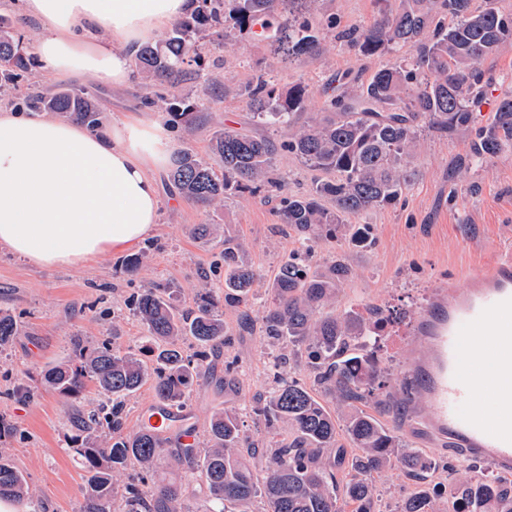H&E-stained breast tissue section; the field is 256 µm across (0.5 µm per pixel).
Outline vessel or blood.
Here are the masks:
<instances>
[{"instance_id":"obj_1","label":"vessel or blood","mask_w":512,"mask_h":512,"mask_svg":"<svg viewBox=\"0 0 512 512\" xmlns=\"http://www.w3.org/2000/svg\"><path fill=\"white\" fill-rule=\"evenodd\" d=\"M487 331L485 363L470 362L474 335ZM413 333L426 342V358L404 377L424 391L427 428L464 447L469 456L512 471V260L499 258L472 274L463 290H448L417 317ZM495 396L493 413L479 412L482 394ZM469 405L461 413L460 405ZM142 429L176 436L193 447L197 427L190 416L160 403L140 415Z\"/></svg>"}]
</instances>
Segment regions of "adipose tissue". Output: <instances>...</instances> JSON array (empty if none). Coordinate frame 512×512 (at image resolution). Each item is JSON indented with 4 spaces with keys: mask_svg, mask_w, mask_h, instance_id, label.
Returning <instances> with one entry per match:
<instances>
[{
    "mask_svg": "<svg viewBox=\"0 0 512 512\" xmlns=\"http://www.w3.org/2000/svg\"><path fill=\"white\" fill-rule=\"evenodd\" d=\"M43 30L36 54L61 76L135 77L140 46L172 25L186 0H21ZM174 144L162 118L125 116L97 131L0 105V248L34 267H83L149 237L158 177Z\"/></svg>",
    "mask_w": 512,
    "mask_h": 512,
    "instance_id": "obj_1",
    "label": "adipose tissue"
}]
</instances>
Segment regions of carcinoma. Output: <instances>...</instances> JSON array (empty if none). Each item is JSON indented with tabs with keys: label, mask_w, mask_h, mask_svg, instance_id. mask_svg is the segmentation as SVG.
<instances>
[{
	"label": "carcinoma",
	"mask_w": 512,
	"mask_h": 512,
	"mask_svg": "<svg viewBox=\"0 0 512 512\" xmlns=\"http://www.w3.org/2000/svg\"><path fill=\"white\" fill-rule=\"evenodd\" d=\"M186 13L165 37L142 46L134 57L141 86L170 89L162 109L169 124L185 136L217 123L213 104L222 79L203 67L200 40L219 43L230 34L261 43L276 55L314 57L325 36L336 32V18L319 13L320 0H188ZM453 23H448V18ZM366 57L384 54L394 61L378 68L364 83L346 74L336 78L341 91L322 93L318 109L299 121L311 97L302 82L281 86L267 72L239 90L253 122L282 129L276 139L221 129L201 156L188 149L175 153L169 184L196 205L210 209L229 195L278 191V223L295 233L305 253L323 239L347 238L367 248L372 238L366 224L354 226L372 210L397 204L413 180L409 159L422 131L469 138L470 165H480L512 146V97L498 103L493 121L475 124L472 104L484 94L483 60L512 39V15L496 0H399L361 30L343 33ZM415 48L413 61L402 56ZM34 54L13 18L0 13V98L94 131L101 124L102 105L86 89L62 88L46 93L35 85L21 88L18 79L35 67ZM199 83L191 97L181 86ZM289 153L319 173L305 194L287 192L288 172L276 168L275 157ZM241 242L224 238V296L204 291L194 305L181 309L170 289L152 285L133 297L145 330L138 352H121L104 343L89 348L73 342L75 363L61 362L44 373L48 389L63 399L78 397L93 384L112 398V406L77 420L70 438L86 471L83 512H185L187 489L175 470L200 469L205 512H253L256 499L266 512H379L370 480L376 471L398 462L412 475L431 465L421 453L394 436L363 405L378 406L388 397L408 402L406 385H386L372 346L390 322L384 313L365 317L349 310L336 313V293L350 269L332 259L311 265L298 258L284 261L269 284L271 302L262 316L264 336L304 347L317 385L341 402L333 413L312 390L298 381L279 382L260 398L256 413L266 425L286 427L288 436L273 448L243 433L241 413L226 407L212 416L204 447L184 454L166 448L157 435L121 433L123 399L151 382L157 400L175 405L189 392L210 354L226 344L227 329L216 315L219 304L249 305L260 274L241 259ZM22 324L0 312V348L21 335ZM192 341L193 352L179 347ZM106 425L110 440L98 444L96 428ZM344 431L351 447L339 444ZM265 459L257 475L251 460ZM133 468L121 504L114 499V474ZM345 472L343 483L337 471ZM28 484L0 449V496L25 499ZM451 500V512H512V483L499 478H473L448 484L444 490L424 483L408 494L399 512H434L439 497Z\"/></svg>",
	"instance_id": "carcinoma-1"
}]
</instances>
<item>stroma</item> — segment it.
Masks as SVG:
<instances>
[{
    "mask_svg": "<svg viewBox=\"0 0 512 512\" xmlns=\"http://www.w3.org/2000/svg\"><path fill=\"white\" fill-rule=\"evenodd\" d=\"M379 0H321V13L336 18L337 31L363 28L377 16ZM225 94L215 110L221 125L247 132L248 110L238 97L240 86L255 74L274 71L281 84L296 81L320 96L336 75L351 73L369 81L387 63V56L366 58L347 42L327 37L323 52L279 64L266 46L231 37L218 55ZM486 82L474 104L477 124L491 123L498 100L512 96V41L506 42L481 64ZM34 81L47 89L84 88L100 100L103 120L129 114L160 115L156 105L138 98L135 86L114 88L82 76L58 77L36 69ZM470 142L463 136L446 137L424 131L410 161L414 179L398 204L373 210L364 221L371 226L373 243L360 250L339 239L321 242L313 254L316 263L341 258L351 273L336 296L337 310L365 314L374 308L393 311L398 320L390 339L383 341L378 359L392 382H399L408 364L425 355L427 346L413 336L417 316L435 299L438 289L466 287L468 276L494 256L512 255V148L479 166L458 167ZM163 206L153 235L138 249L148 261L136 277L124 275L122 255H110L84 268L42 270L8 251L0 250V309L19 317L23 331L11 345L0 349V420L11 433L0 437L13 464L25 475L29 499L18 502V512H82L84 469L66 445L73 435L71 420L77 412L96 407L101 397L88 386L74 401L48 390L44 371L72 359L71 342L88 347L111 341L134 349L144 334L126 299L154 283L172 288L175 303L193 304L200 288L224 285L221 253L225 237L242 241L243 260L272 281L280 265L296 248L295 236L281 233L275 194L239 193L223 206L204 209L162 183ZM199 224L219 225L210 239L195 237ZM230 344L217 353L214 364L201 369L182 402L207 428L212 414L227 406L243 408V430L266 435L262 417L253 406L273 385L276 376L313 385L314 373L291 346L270 342L260 328L242 331L240 314L221 308ZM425 401L398 407L384 403L375 414L386 428L409 442L431 462L433 482L460 481L489 471L490 463L473 462L454 452L445 439L414 429L426 414ZM381 512H397L415 483L400 465L374 473Z\"/></svg>",
    "mask_w": 512,
    "mask_h": 512,
    "instance_id": "35a3bbf8",
    "label": "stroma"
}]
</instances>
